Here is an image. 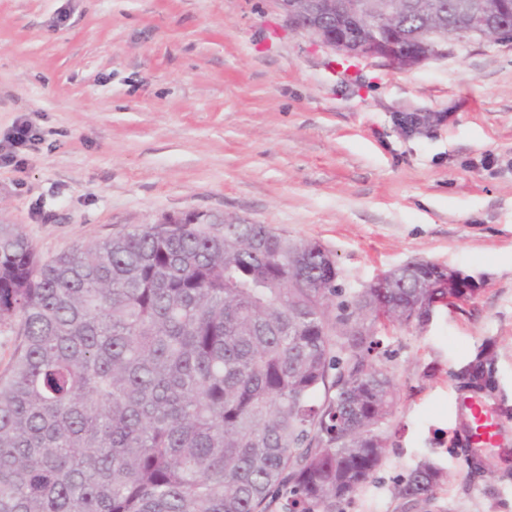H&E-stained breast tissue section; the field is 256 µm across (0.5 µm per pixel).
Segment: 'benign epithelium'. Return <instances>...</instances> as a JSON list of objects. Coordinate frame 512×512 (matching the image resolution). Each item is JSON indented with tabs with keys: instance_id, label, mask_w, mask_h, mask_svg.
<instances>
[{
	"instance_id": "benign-epithelium-1",
	"label": "benign epithelium",
	"mask_w": 512,
	"mask_h": 512,
	"mask_svg": "<svg viewBox=\"0 0 512 512\" xmlns=\"http://www.w3.org/2000/svg\"><path fill=\"white\" fill-rule=\"evenodd\" d=\"M277 3L295 28L311 34L340 55L382 59L399 69L445 56L437 30L416 37L393 23L396 12L406 7V0H387V10L380 15L367 9V0H304L301 8L296 6V0ZM338 11L352 21L353 29L362 31V38L352 40L336 29ZM506 17L512 18V0H467L452 20L463 36L496 43Z\"/></svg>"
}]
</instances>
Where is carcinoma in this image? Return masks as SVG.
<instances>
[{
    "label": "carcinoma",
    "instance_id": "obj_1",
    "mask_svg": "<svg viewBox=\"0 0 512 512\" xmlns=\"http://www.w3.org/2000/svg\"><path fill=\"white\" fill-rule=\"evenodd\" d=\"M463 2L410 0L395 22L418 31ZM300 249L311 288L296 287ZM435 268L380 275L386 305L372 283L335 304V255L268 224L164 214L46 260L0 224V324L18 336L0 374V512H336L385 455L378 329L448 304ZM493 366L482 353L463 381L480 390ZM442 482L424 460L401 494Z\"/></svg>",
    "mask_w": 512,
    "mask_h": 512
}]
</instances>
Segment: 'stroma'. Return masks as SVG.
Returning <instances> with one entry per match:
<instances>
[{
    "label": "stroma",
    "mask_w": 512,
    "mask_h": 512,
    "mask_svg": "<svg viewBox=\"0 0 512 512\" xmlns=\"http://www.w3.org/2000/svg\"><path fill=\"white\" fill-rule=\"evenodd\" d=\"M427 113L406 132L400 115ZM29 121L39 140L11 148ZM0 223L41 257L211 211L337 256L345 298L425 259L472 298L380 330L396 385L373 479L336 512H512V43L403 70L337 65L275 0H0ZM494 357L499 447H470L453 374ZM433 500L399 495L421 459Z\"/></svg>",
    "instance_id": "stroma-1"
}]
</instances>
